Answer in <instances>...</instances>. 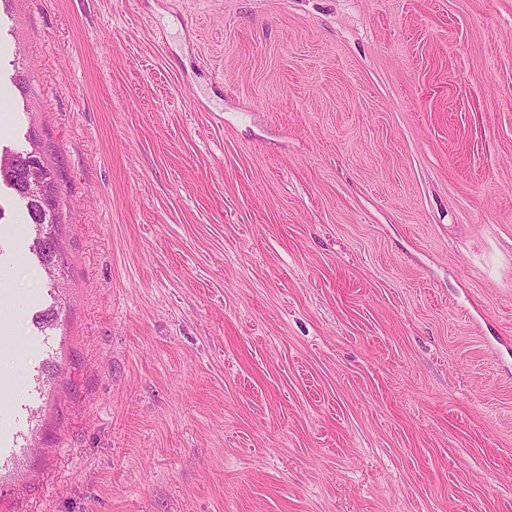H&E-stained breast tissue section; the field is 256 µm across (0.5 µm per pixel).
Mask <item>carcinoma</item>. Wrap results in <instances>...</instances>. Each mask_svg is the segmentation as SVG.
<instances>
[{
  "instance_id": "cac0c4a2",
  "label": "carcinoma",
  "mask_w": 512,
  "mask_h": 512,
  "mask_svg": "<svg viewBox=\"0 0 512 512\" xmlns=\"http://www.w3.org/2000/svg\"><path fill=\"white\" fill-rule=\"evenodd\" d=\"M0 220L6 216L3 193H8L9 205L19 209L26 218L27 249L32 260L51 288H58L56 271L64 263L65 254L53 249V242L59 236L61 215L59 208L60 188L53 170L45 162L42 146L31 140L30 148L17 150L10 146L0 147ZM33 158L42 162L45 171V185L42 196L32 197L26 193L22 170ZM58 311L51 305L35 314L34 325L42 333L56 327Z\"/></svg>"
}]
</instances>
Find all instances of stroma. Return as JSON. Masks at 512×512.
<instances>
[{
	"mask_svg": "<svg viewBox=\"0 0 512 512\" xmlns=\"http://www.w3.org/2000/svg\"><path fill=\"white\" fill-rule=\"evenodd\" d=\"M32 130L0 512H512V0H0ZM30 149L17 150L10 146L0 147V157L4 155V162L0 165V221L6 216V207L3 205L4 188L9 195V205L19 209L26 218L27 225V249L32 260L44 275L46 282L54 290L59 288L56 279L60 264L64 263L65 254L57 253L53 249V242L59 236L61 215L59 208L60 188L56 182L53 170L45 162L42 146L30 139ZM32 158L40 160L45 171V185L43 173L38 166H27ZM8 159L15 160L11 164ZM31 194L41 193L40 197H32Z\"/></svg>",
	"mask_w": 512,
	"mask_h": 512,
	"instance_id": "35a3bbf8",
	"label": "stroma"
}]
</instances>
